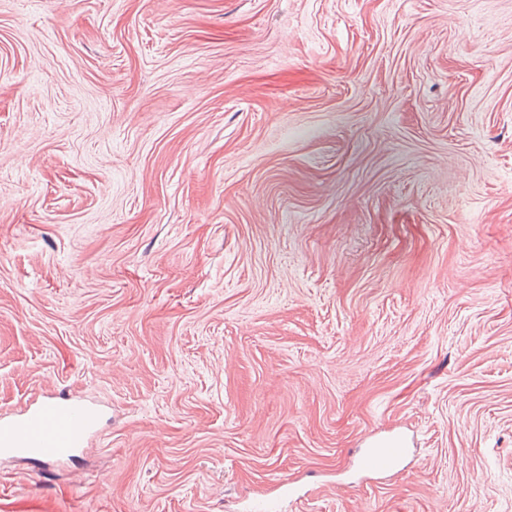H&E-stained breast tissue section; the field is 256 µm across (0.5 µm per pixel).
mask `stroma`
I'll return each instance as SVG.
<instances>
[{
	"label": "stroma",
	"mask_w": 512,
	"mask_h": 512,
	"mask_svg": "<svg viewBox=\"0 0 512 512\" xmlns=\"http://www.w3.org/2000/svg\"><path fill=\"white\" fill-rule=\"evenodd\" d=\"M45 390L107 411L0 512H512V0H0V409ZM398 443L397 448H386L382 451H372L376 440L371 442L368 450L364 453L361 463L362 466L370 471L380 472L393 470L407 449V441L405 437L392 438Z\"/></svg>",
	"instance_id": "1"
}]
</instances>
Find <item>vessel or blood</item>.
Listing matches in <instances>:
<instances>
[{"label": "vessel or blood", "mask_w": 512, "mask_h": 512, "mask_svg": "<svg viewBox=\"0 0 512 512\" xmlns=\"http://www.w3.org/2000/svg\"><path fill=\"white\" fill-rule=\"evenodd\" d=\"M103 412L100 402L80 395H41L19 411L0 414V458L34 456L59 462L83 447ZM406 449L401 437L396 447L366 451L361 463L374 472L392 470Z\"/></svg>", "instance_id": "1"}]
</instances>
